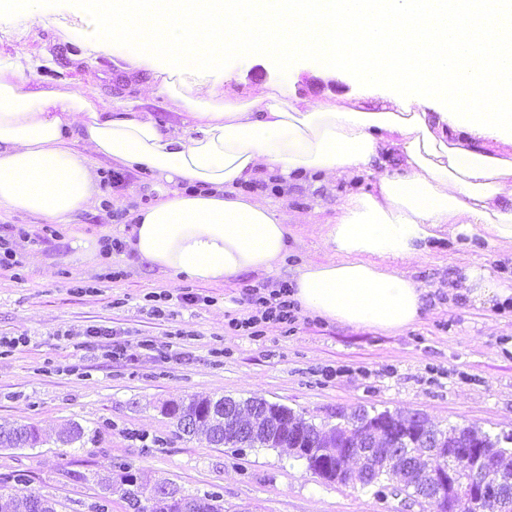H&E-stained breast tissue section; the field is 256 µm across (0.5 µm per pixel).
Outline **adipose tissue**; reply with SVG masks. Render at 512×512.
<instances>
[{
	"instance_id": "ef3b65f1",
	"label": "adipose tissue",
	"mask_w": 512,
	"mask_h": 512,
	"mask_svg": "<svg viewBox=\"0 0 512 512\" xmlns=\"http://www.w3.org/2000/svg\"><path fill=\"white\" fill-rule=\"evenodd\" d=\"M109 22L83 40L80 60L128 39L143 50L142 96L175 103L163 130L134 102L99 109L68 84L36 82L39 63L0 59V211L65 224L85 210L95 165L145 167L158 198L133 210L128 247L142 264L203 282L274 272L288 216L243 195L270 175L292 183L375 170V188L349 195L320 226L328 258L299 267L293 296L327 320L397 334L426 293L400 266L430 239L512 243V0H84ZM314 57L351 73L361 91L294 97L274 84L245 96L224 53Z\"/></svg>"
}]
</instances>
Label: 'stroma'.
I'll list each match as a JSON object with an SVG mask.
<instances>
[{"mask_svg":"<svg viewBox=\"0 0 512 512\" xmlns=\"http://www.w3.org/2000/svg\"><path fill=\"white\" fill-rule=\"evenodd\" d=\"M83 9V0H40L44 23L23 37L25 5L17 0L0 13V50L51 55L41 79L78 82L108 110L113 101L134 99L148 75L121 70L124 56L136 49L131 42L120 53L73 62ZM224 67L245 93L284 80L300 99H333L357 88L348 73L324 77L311 57L297 58L290 74L273 59L231 52ZM112 172L98 162L99 192L91 205L40 243L11 230L40 231L41 219L0 213V235H11L18 261L0 267V339L15 342L0 354V426L30 423L44 439L33 449H0V477L27 476L11 483V493L53 497L62 512H92L101 495L92 476L109 463L151 487L216 495L224 512H403L399 498L378 499L356 481L324 480L288 449L238 451L179 434L163 407L194 395L262 398L320 428L364 408L420 412L441 429L512 430V297L485 306L462 292L476 265L511 278V245L433 240L429 253L407 267L428 293L420 319L401 333L355 329L301 311L293 325L270 322L261 335L249 336L228 327L247 313L248 290L291 281L297 266L321 259L318 225L333 222L349 194L371 191L375 175L317 187L288 185L273 175L244 184L245 192L287 213L288 252L276 273L205 284L139 265L126 249L83 255L72 247L73 226L100 239H122L131 231V210L155 201L150 170H122L114 184L107 181ZM150 292L168 295L165 316L150 312ZM187 293L197 296L196 304L182 303ZM97 328L111 329V337L94 336ZM111 348L120 356L108 357ZM72 421L100 429V441L62 447L57 434ZM77 472L83 480H74Z\"/></svg>","mask_w":512,"mask_h":512,"instance_id":"35a3bbf8","label":"stroma"}]
</instances>
